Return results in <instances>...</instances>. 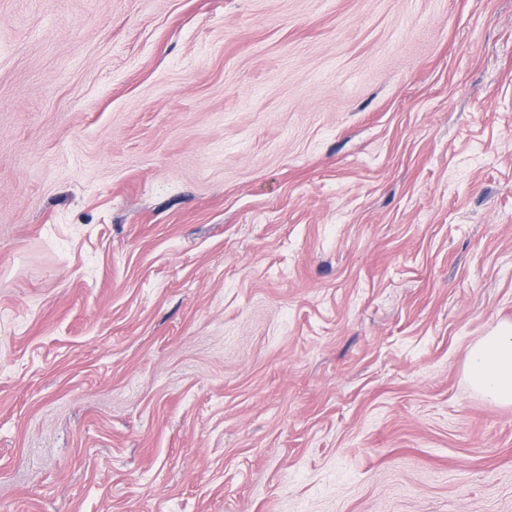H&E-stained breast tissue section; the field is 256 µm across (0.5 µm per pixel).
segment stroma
<instances>
[{
  "label": "stroma",
  "instance_id": "35a3bbf8",
  "mask_svg": "<svg viewBox=\"0 0 512 512\" xmlns=\"http://www.w3.org/2000/svg\"><path fill=\"white\" fill-rule=\"evenodd\" d=\"M512 0H0V512H512ZM466 378L485 399L512 405V323L499 324L470 347L466 356Z\"/></svg>",
  "mask_w": 512,
  "mask_h": 512
}]
</instances>
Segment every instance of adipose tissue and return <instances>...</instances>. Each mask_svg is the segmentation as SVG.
<instances>
[{"instance_id": "ef3b65f1", "label": "adipose tissue", "mask_w": 512, "mask_h": 512, "mask_svg": "<svg viewBox=\"0 0 512 512\" xmlns=\"http://www.w3.org/2000/svg\"><path fill=\"white\" fill-rule=\"evenodd\" d=\"M466 378L485 399L512 405V323L499 324L470 347L466 356Z\"/></svg>"}]
</instances>
